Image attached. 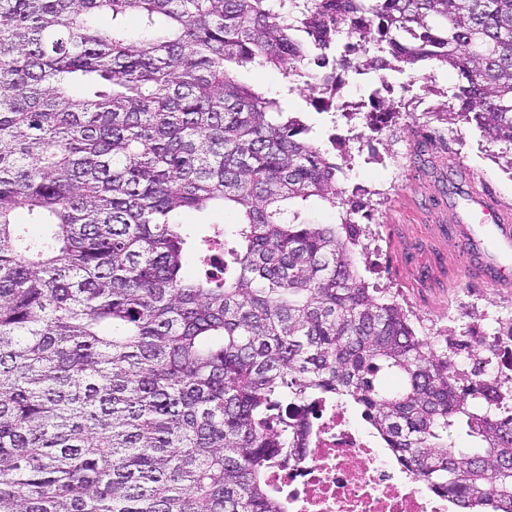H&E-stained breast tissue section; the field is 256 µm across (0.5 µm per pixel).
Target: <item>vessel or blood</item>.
<instances>
[{
    "mask_svg": "<svg viewBox=\"0 0 512 512\" xmlns=\"http://www.w3.org/2000/svg\"><path fill=\"white\" fill-rule=\"evenodd\" d=\"M464 204L454 213L450 233L463 242L462 261L467 272L497 288L512 286L503 257L512 254V206L503 203L473 175H464Z\"/></svg>",
    "mask_w": 512,
    "mask_h": 512,
    "instance_id": "b4317fda",
    "label": "vessel or blood"
}]
</instances>
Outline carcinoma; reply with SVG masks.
<instances>
[{
    "mask_svg": "<svg viewBox=\"0 0 512 512\" xmlns=\"http://www.w3.org/2000/svg\"><path fill=\"white\" fill-rule=\"evenodd\" d=\"M429 62L457 76L442 120L512 170V0H0V512H284L267 475L315 399L461 512H512V378L370 290L343 165L288 109ZM228 208L234 247L185 277L171 215Z\"/></svg>",
    "mask_w": 512,
    "mask_h": 512,
    "instance_id": "obj_1",
    "label": "carcinoma"
}]
</instances>
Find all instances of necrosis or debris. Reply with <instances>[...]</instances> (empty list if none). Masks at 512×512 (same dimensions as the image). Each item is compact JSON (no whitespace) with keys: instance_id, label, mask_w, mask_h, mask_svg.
Returning <instances> with one entry per match:
<instances>
[{"instance_id":"4bbe7bcc","label":"necrosis or debris","mask_w":512,"mask_h":512,"mask_svg":"<svg viewBox=\"0 0 512 512\" xmlns=\"http://www.w3.org/2000/svg\"><path fill=\"white\" fill-rule=\"evenodd\" d=\"M303 414L313 427L305 448L268 472L286 512H452L446 496L395 464L343 407L319 402Z\"/></svg>"}]
</instances>
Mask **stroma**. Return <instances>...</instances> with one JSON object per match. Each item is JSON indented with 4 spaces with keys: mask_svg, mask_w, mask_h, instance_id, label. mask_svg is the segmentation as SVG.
Here are the masks:
<instances>
[{
    "mask_svg": "<svg viewBox=\"0 0 512 512\" xmlns=\"http://www.w3.org/2000/svg\"><path fill=\"white\" fill-rule=\"evenodd\" d=\"M426 73L412 82L391 69L342 72L337 105L367 99L369 85L381 79L392 89L391 100L405 105L402 115L375 133L362 116L333 119L316 112L304 93L290 96L288 106L308 116L322 148L335 136L345 141L348 171L336 185L350 193L361 190V213L370 230L367 252L356 258L361 275L408 306L417 328L446 327L457 337L468 330L494 333L512 323V288H495L462 273L459 243L448 234V205L462 200L458 171L463 168L512 206V174L503 169L500 143L467 124L437 123L435 113L457 78L438 64ZM433 130L450 134V141L428 144L422 135ZM395 150L403 155V170L394 180L382 159Z\"/></svg>",
    "mask_w": 512,
    "mask_h": 512,
    "instance_id": "obj_1",
    "label": "stroma"
}]
</instances>
